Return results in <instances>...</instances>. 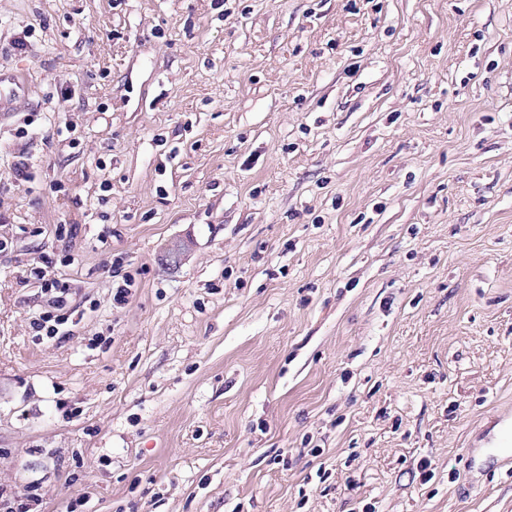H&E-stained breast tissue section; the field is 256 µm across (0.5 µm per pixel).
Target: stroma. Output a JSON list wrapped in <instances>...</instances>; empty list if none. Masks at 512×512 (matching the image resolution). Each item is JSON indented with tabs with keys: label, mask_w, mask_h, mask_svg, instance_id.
<instances>
[{
	"label": "stroma",
	"mask_w": 512,
	"mask_h": 512,
	"mask_svg": "<svg viewBox=\"0 0 512 512\" xmlns=\"http://www.w3.org/2000/svg\"><path fill=\"white\" fill-rule=\"evenodd\" d=\"M13 74L1 492L512 512V0H0ZM50 266L34 271L33 275L41 283L47 293L52 295V310L44 311L34 316L31 325L37 332H44L43 336L52 340L72 335L67 328L70 316L68 307L69 288L62 282Z\"/></svg>",
	"instance_id": "stroma-1"
}]
</instances>
